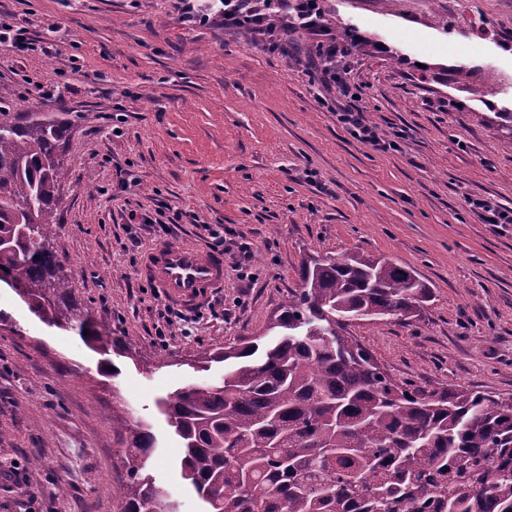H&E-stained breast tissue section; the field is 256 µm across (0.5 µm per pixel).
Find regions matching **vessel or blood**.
Here are the masks:
<instances>
[{
	"label": "vessel or blood",
	"mask_w": 512,
	"mask_h": 512,
	"mask_svg": "<svg viewBox=\"0 0 512 512\" xmlns=\"http://www.w3.org/2000/svg\"><path fill=\"white\" fill-rule=\"evenodd\" d=\"M140 274L165 303L188 314L203 308L224 285L221 257L204 255L187 241L150 249Z\"/></svg>",
	"instance_id": "obj_1"
}]
</instances>
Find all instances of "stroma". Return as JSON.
<instances>
[{"instance_id":"stroma-1","label":"stroma","mask_w":512,"mask_h":512,"mask_svg":"<svg viewBox=\"0 0 512 512\" xmlns=\"http://www.w3.org/2000/svg\"><path fill=\"white\" fill-rule=\"evenodd\" d=\"M323 6L329 27L351 29L350 80L373 123L404 133L401 151L356 141L320 104L327 90L306 75L312 35L299 33L285 58L184 21L174 0H0V16L35 43L0 48L5 108L53 113L66 129L48 248L72 303L136 344L131 359L98 351L0 282V465L19 473L0 478V512H26L31 495L41 512H121L117 406L156 438L143 472L163 502L202 512L157 403L222 381L207 350L271 339L310 254L383 256L429 285L419 321L348 328L392 379L512 397V224L480 223L466 202L478 193L512 208V137L490 121L512 112V0ZM178 212L196 223L153 231ZM201 223L252 242L256 277L241 279L225 254L214 312L169 324L140 262L159 244L205 246Z\"/></svg>"}]
</instances>
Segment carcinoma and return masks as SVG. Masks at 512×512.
<instances>
[{"label":"carcinoma","mask_w":512,"mask_h":512,"mask_svg":"<svg viewBox=\"0 0 512 512\" xmlns=\"http://www.w3.org/2000/svg\"><path fill=\"white\" fill-rule=\"evenodd\" d=\"M65 127L49 112L0 108V280L26 286L29 310L87 331L97 350L133 357L66 301L46 248L66 175ZM34 225L18 236V225ZM430 300L414 270L363 254L310 256L265 346L217 347L218 385L177 391L162 411L182 440L181 469L208 512H512V400L464 387L395 383L344 334L353 320L411 322ZM124 435L123 512L158 496L142 474L155 437L114 410Z\"/></svg>","instance_id":"obj_1"}]
</instances>
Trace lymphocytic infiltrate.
I'll return each instance as SVG.
<instances>
[{"label":"lymphocytic infiltrate","instance_id":"1","mask_svg":"<svg viewBox=\"0 0 512 512\" xmlns=\"http://www.w3.org/2000/svg\"><path fill=\"white\" fill-rule=\"evenodd\" d=\"M177 7L182 17L219 22L225 28L248 32L271 54L287 55L284 35L299 31L317 35V60L307 72L310 82L334 90L333 103L338 119L354 139L381 153L398 150V141L385 136L359 108L362 94L351 85L347 69L338 64L349 49L335 38L324 37L321 0H219L211 7L201 4L200 0H177Z\"/></svg>","mask_w":512,"mask_h":512}]
</instances>
